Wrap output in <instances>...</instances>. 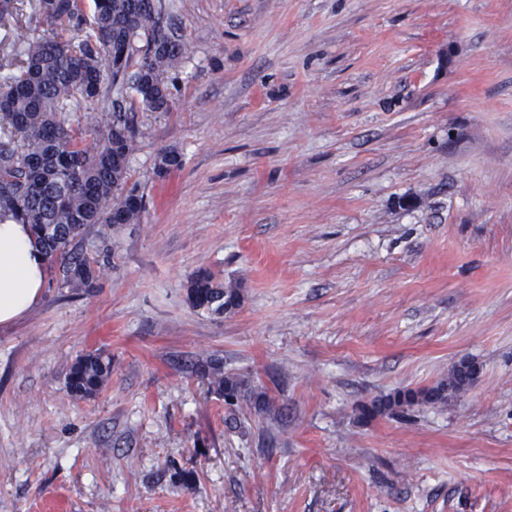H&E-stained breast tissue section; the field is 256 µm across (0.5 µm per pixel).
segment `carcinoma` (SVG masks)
I'll list each match as a JSON object with an SVG mask.
<instances>
[{
    "mask_svg": "<svg viewBox=\"0 0 512 512\" xmlns=\"http://www.w3.org/2000/svg\"><path fill=\"white\" fill-rule=\"evenodd\" d=\"M0 223L30 224L57 286L89 292L101 267L82 243L97 224H136L143 209L130 184L137 113L169 112V71L188 53L178 30L164 21L162 0H0ZM107 112L101 144L90 151L67 115L85 103ZM182 155L157 156L159 174L177 169ZM193 308L222 315L241 304L239 289L208 270L191 279ZM186 372L209 381L229 405L269 400L224 373L222 359L200 358ZM112 373V358L80 355L66 377L70 394L95 397ZM472 385L471 372L453 368L448 381L406 389L362 408V416L419 404L437 405Z\"/></svg>",
    "mask_w": 512,
    "mask_h": 512,
    "instance_id": "1",
    "label": "carcinoma"
}]
</instances>
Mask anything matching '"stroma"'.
I'll return each instance as SVG.
<instances>
[{
	"label": "stroma",
	"mask_w": 512,
	"mask_h": 512,
	"mask_svg": "<svg viewBox=\"0 0 512 512\" xmlns=\"http://www.w3.org/2000/svg\"><path fill=\"white\" fill-rule=\"evenodd\" d=\"M166 3L191 52L137 117L139 222L0 325V512H512V0ZM204 268L239 308L191 307ZM463 359L467 392L362 418ZM111 373L110 356H103L102 353L80 355L69 369L66 387L78 400L91 399L103 389ZM190 376L209 381L210 390L224 399L229 405H239L240 401H254L256 405L268 408L269 400L265 393H255L248 384L234 374L224 373L222 359L216 357L200 358L186 368Z\"/></svg>",
	"instance_id": "stroma-1"
}]
</instances>
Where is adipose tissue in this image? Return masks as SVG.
Here are the masks:
<instances>
[{
	"instance_id": "1",
	"label": "adipose tissue",
	"mask_w": 512,
	"mask_h": 512,
	"mask_svg": "<svg viewBox=\"0 0 512 512\" xmlns=\"http://www.w3.org/2000/svg\"><path fill=\"white\" fill-rule=\"evenodd\" d=\"M47 259L30 225L0 223V324L23 317L43 296Z\"/></svg>"
}]
</instances>
